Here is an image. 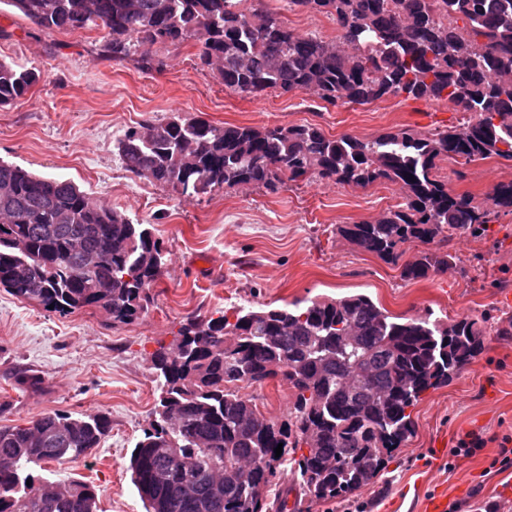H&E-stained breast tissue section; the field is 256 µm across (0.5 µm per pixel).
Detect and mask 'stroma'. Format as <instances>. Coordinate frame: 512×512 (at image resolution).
I'll list each match as a JSON object with an SVG mask.
<instances>
[{"label":"stroma","instance_id":"35a3bbf8","mask_svg":"<svg viewBox=\"0 0 512 512\" xmlns=\"http://www.w3.org/2000/svg\"><path fill=\"white\" fill-rule=\"evenodd\" d=\"M260 3L297 33L336 36L326 15L289 9L287 0ZM102 37L97 29L47 34L11 7L0 8V59L40 73L25 98L0 108V159L73 181L150 225L166 264L150 289L148 314L128 325L91 308L51 312L0 288V425L52 412L107 414L110 433L71 471L99 486L100 512H145L128 464L154 418L150 355L158 341H171L189 318H215L233 307L364 293L397 315L478 319L486 348L414 407L412 436L372 483L348 498L301 503V512H351L360 502L370 512H428L435 498L459 502L463 512L489 501L512 508V468L490 467L499 450L492 435L512 434V336L500 333L512 317V213L498 215L490 236L458 234L443 243L454 258L447 272L408 280L403 265L421 244L402 245L398 262L387 263L336 233L337 225L374 219L402 203L389 182L360 188L310 179L274 193L252 188L184 199L127 172L116 148L127 128L176 112L213 124H312L332 138H371L458 127L459 107L392 96L327 108L301 91L242 97L225 91L194 45L167 54L165 68L147 74L130 62L99 59ZM439 175L455 193L483 203L495 184L512 180V162L462 166L447 159ZM26 375L38 376L40 385L23 383ZM250 393L265 418H287L292 391L285 382L272 379ZM471 433L487 445L470 457L453 455Z\"/></svg>","mask_w":512,"mask_h":512}]
</instances>
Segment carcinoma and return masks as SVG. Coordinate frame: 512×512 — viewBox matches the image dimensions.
I'll return each mask as SVG.
<instances>
[{
    "mask_svg": "<svg viewBox=\"0 0 512 512\" xmlns=\"http://www.w3.org/2000/svg\"><path fill=\"white\" fill-rule=\"evenodd\" d=\"M2 4L48 34L103 30L98 55L146 73L164 66L158 48L175 52L192 41L224 89L241 96L304 91L333 106L402 96L446 100L467 114L457 129L371 139L330 138L315 125H214L180 113L126 130L117 144L125 169L179 197L249 186L276 192L308 177L362 188L386 180L404 203L337 232L388 263L405 243L484 236L499 212L512 213V181L497 184L485 207L438 175L448 158L512 161V0H288L292 10L332 17V40L296 33L278 12L245 0ZM38 80L1 59L0 107ZM451 260L428 249L402 275L421 279ZM164 264L146 225L68 180L0 160V287L14 297L60 314L106 308L112 323L130 324L147 314ZM484 341L475 320L397 317L365 294L189 320L150 355L160 394L131 452V481L145 512H296L286 495L264 497L292 456L304 498L352 496L407 441L423 396L458 376ZM274 378L293 391L280 422L240 392ZM110 430L102 413L54 412L0 426V459L14 461L0 467V512H97L98 487L72 477L59 480L61 495L45 508L33 467L66 469ZM226 461L248 469V478L212 486V469Z\"/></svg>",
    "mask_w": 512,
    "mask_h": 512,
    "instance_id": "1",
    "label": "carcinoma"
}]
</instances>
